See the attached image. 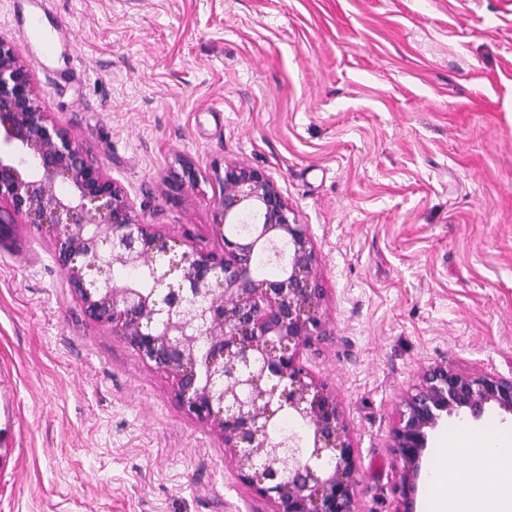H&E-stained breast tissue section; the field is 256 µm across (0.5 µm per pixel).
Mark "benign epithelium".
I'll return each instance as SVG.
<instances>
[{
	"label": "benign epithelium",
	"mask_w": 512,
	"mask_h": 512,
	"mask_svg": "<svg viewBox=\"0 0 512 512\" xmlns=\"http://www.w3.org/2000/svg\"><path fill=\"white\" fill-rule=\"evenodd\" d=\"M178 164L181 172L159 184L162 193L198 184L193 163ZM214 181L222 250L182 249L143 223L127 190L43 110L30 72L0 35V243L19 220L48 229L66 287L86 315L173 376L180 406L221 435L239 479L274 512H351L356 455L348 425L336 393L301 359L325 335L307 225L262 169L226 162ZM246 223L249 230H232ZM260 252L282 261L280 275L253 274ZM117 268H145L151 285L118 282ZM489 405L512 416V376L464 375L443 363L420 374L394 431L403 463L398 512H416L429 431L445 414L478 420ZM286 415L301 430L272 436Z\"/></svg>",
	"instance_id": "7a95c632"
}]
</instances>
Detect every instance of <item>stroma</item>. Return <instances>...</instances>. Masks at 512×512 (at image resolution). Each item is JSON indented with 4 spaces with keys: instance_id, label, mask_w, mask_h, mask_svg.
I'll list each match as a JSON object with an SVG mask.
<instances>
[{
    "instance_id": "35a3bbf8",
    "label": "stroma",
    "mask_w": 512,
    "mask_h": 512,
    "mask_svg": "<svg viewBox=\"0 0 512 512\" xmlns=\"http://www.w3.org/2000/svg\"><path fill=\"white\" fill-rule=\"evenodd\" d=\"M0 34L140 220L218 251L235 160L308 227L326 334L303 352L357 455L352 512H398L420 372L512 375V0H53L51 54ZM195 164L180 195L157 183ZM48 234L0 243V512H271L173 378L63 288Z\"/></svg>"
}]
</instances>
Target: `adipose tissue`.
Returning <instances> with one entry per match:
<instances>
[{
    "label": "adipose tissue",
    "instance_id": "1",
    "mask_svg": "<svg viewBox=\"0 0 512 512\" xmlns=\"http://www.w3.org/2000/svg\"><path fill=\"white\" fill-rule=\"evenodd\" d=\"M425 512H512V429L461 423L428 470Z\"/></svg>",
    "mask_w": 512,
    "mask_h": 512
}]
</instances>
